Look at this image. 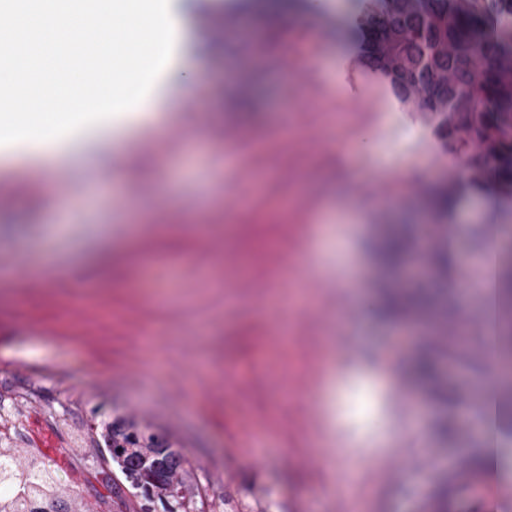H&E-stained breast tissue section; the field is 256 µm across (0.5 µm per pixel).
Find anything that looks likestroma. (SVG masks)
Wrapping results in <instances>:
<instances>
[{
  "mask_svg": "<svg viewBox=\"0 0 512 512\" xmlns=\"http://www.w3.org/2000/svg\"><path fill=\"white\" fill-rule=\"evenodd\" d=\"M358 7L299 0L266 20L246 0H170L190 86L52 175L0 164V448L50 460L78 512H141L101 454V424L125 417L187 459L184 498L152 512H433L469 459L472 444L432 424L472 403L480 369L423 383L410 364L433 348L430 327L475 344L482 298L406 281L379 247L409 231V254L432 251L422 227L459 239L512 225V204L474 187L437 212L465 164L358 61L346 26ZM201 236L216 249L200 251ZM278 242L284 260L265 264ZM353 268L371 296L406 300L396 321L348 294ZM417 292L425 306L409 304ZM351 323L346 356L336 338ZM419 414L418 445L407 429ZM375 417L390 450L376 446ZM408 448L434 464L425 487L394 475ZM449 488L448 512H512V488Z\"/></svg>",
  "mask_w": 512,
  "mask_h": 512,
  "instance_id": "35a3bbf8",
  "label": "stroma"
}]
</instances>
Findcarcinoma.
Instances as JSON below:
<instances>
[{
  "label": "carcinoma",
  "instance_id": "carcinoma-1",
  "mask_svg": "<svg viewBox=\"0 0 512 512\" xmlns=\"http://www.w3.org/2000/svg\"><path fill=\"white\" fill-rule=\"evenodd\" d=\"M358 19L367 65L382 71L397 97L414 99L431 120L436 136L466 158L467 177L450 195L474 184L512 189V0H368ZM408 243L388 239L385 262L399 265ZM428 262L439 267L438 291L454 283L448 252L438 249ZM491 298L512 297V269L496 260L489 269ZM490 347L502 353L499 378L512 379L508 356L512 333L494 326ZM100 437L130 486L146 500L176 498L185 458L167 439L135 420L101 426ZM11 490L0 492V512H71L58 494L47 465L31 461L17 468L13 449L0 448V475Z\"/></svg>",
  "mask_w": 512,
  "mask_h": 512
}]
</instances>
